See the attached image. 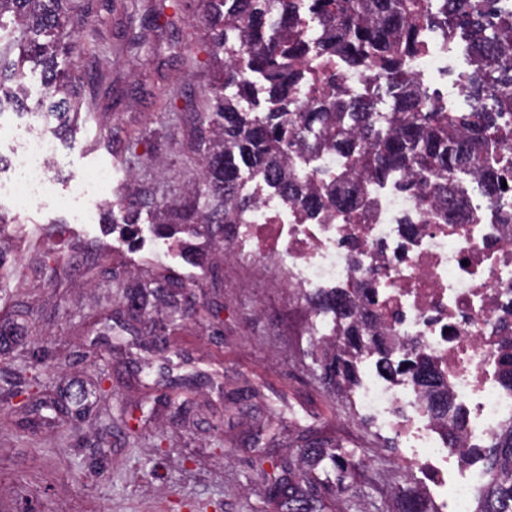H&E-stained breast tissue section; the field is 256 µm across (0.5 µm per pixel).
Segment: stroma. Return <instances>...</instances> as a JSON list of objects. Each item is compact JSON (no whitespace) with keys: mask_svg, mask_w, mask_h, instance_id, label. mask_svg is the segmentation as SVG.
<instances>
[{"mask_svg":"<svg viewBox=\"0 0 512 512\" xmlns=\"http://www.w3.org/2000/svg\"><path fill=\"white\" fill-rule=\"evenodd\" d=\"M154 5L70 0L71 48L59 59L85 83L81 118L58 140L68 174L111 167L109 202L137 189L138 249L113 232L107 206L94 223H74L65 177L53 198L27 209L0 198V252L14 265L0 280V329L17 334L0 361V512H288L254 465L293 470L301 449L336 444L356 449L360 465L346 494L302 484L319 512H351L357 496L370 512H399L402 486L439 507L400 439L359 411L354 388L322 382L307 302L208 238L160 235L170 210L201 186L196 141L217 69L202 0H181L173 23L130 25L131 10ZM134 37L140 47H130ZM54 224L67 226L64 239L51 238ZM88 256L98 263L92 278L78 270ZM117 279L175 289L179 306L159 303L150 320L134 318ZM194 302L219 309L218 318L194 316ZM165 363L212 379L183 411L160 399ZM100 382L107 393L81 419L27 428L18 403L28 392L52 398ZM206 409L223 415L222 426L203 418Z\"/></svg>","mask_w":512,"mask_h":512,"instance_id":"1","label":"stroma"}]
</instances>
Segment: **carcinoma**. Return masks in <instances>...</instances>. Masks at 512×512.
<instances>
[{"label":"carcinoma","mask_w":512,"mask_h":512,"mask_svg":"<svg viewBox=\"0 0 512 512\" xmlns=\"http://www.w3.org/2000/svg\"><path fill=\"white\" fill-rule=\"evenodd\" d=\"M69 0H0V17L19 20L12 45L15 61L0 55V108L24 107V63L42 66L48 92L34 111L46 112L64 129L80 114L68 71L59 67L65 50L55 37L67 20ZM209 55L220 58L208 127L198 136L204 186L168 223L172 233L199 224L225 228L255 205L248 179L262 178L307 212H358L364 207L361 178H399L414 191L433 195L458 217L464 199L456 182L468 174L495 203L500 183L512 170V14L498 0H206ZM460 32L473 52L464 81L466 112H451L436 92L406 69L420 55L428 30ZM368 72L391 99L387 110L376 96L349 90L345 72ZM264 98H259V93ZM351 159L345 171L318 185L304 171L319 172L320 152ZM127 232L138 221L132 204H115ZM140 315L170 292L147 282L121 287ZM316 303L340 319L338 342L322 361L324 377L346 387L356 359L367 348L388 370L389 337L367 327L359 305L331 289ZM402 373L422 392L441 394L444 385L423 357ZM202 384L196 375L169 381L166 403L179 411ZM355 449L317 448L308 461L270 491L288 500V512H311L297 503L302 482L320 469L326 484L349 489ZM487 482L474 512H512V424L500 444L486 449Z\"/></svg>","instance_id":"1"}]
</instances>
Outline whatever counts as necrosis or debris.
<instances>
[{
    "label": "necrosis or debris",
    "instance_id": "4bbe7bcc",
    "mask_svg": "<svg viewBox=\"0 0 512 512\" xmlns=\"http://www.w3.org/2000/svg\"><path fill=\"white\" fill-rule=\"evenodd\" d=\"M410 64L417 76L467 63L457 33L431 38ZM16 162L0 197L27 207L53 197L52 170L61 168L56 136L31 123L16 134ZM112 180L109 169L70 177L74 221H91ZM259 199L235 225L228 251L271 274L299 296L336 288L354 298L371 324L393 336V374L362 353L368 372L356 404L397 435L451 512H471L484 493L481 449L512 420V180L497 203L467 191L460 220L442 223L416 192L396 179L362 184V215H307L263 181ZM425 357L448 386L447 415L423 397L405 363Z\"/></svg>",
    "mask_w": 512,
    "mask_h": 512
}]
</instances>
